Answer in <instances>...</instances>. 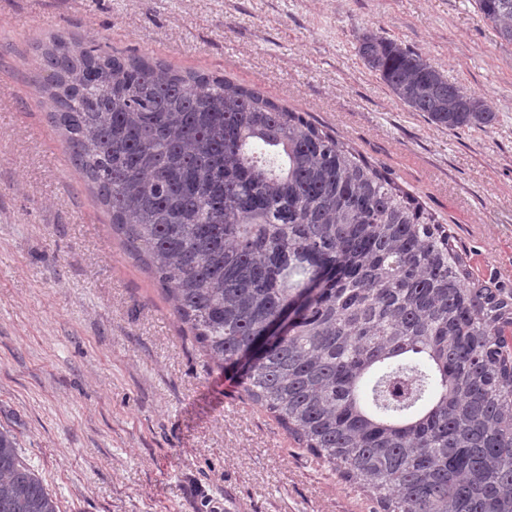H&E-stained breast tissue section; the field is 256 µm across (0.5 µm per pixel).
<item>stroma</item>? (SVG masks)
<instances>
[{"mask_svg":"<svg viewBox=\"0 0 512 512\" xmlns=\"http://www.w3.org/2000/svg\"><path fill=\"white\" fill-rule=\"evenodd\" d=\"M372 30L497 114L409 111L357 53ZM224 74L307 113L512 294V44L474 0H0V427L58 512H375L216 367L112 231L38 87L53 35Z\"/></svg>","mask_w":512,"mask_h":512,"instance_id":"35a3bbf8","label":"stroma"}]
</instances>
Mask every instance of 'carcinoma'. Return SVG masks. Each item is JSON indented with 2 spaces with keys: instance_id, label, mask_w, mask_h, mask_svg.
Masks as SVG:
<instances>
[{
  "instance_id": "cac0c4a2",
  "label": "carcinoma",
  "mask_w": 512,
  "mask_h": 512,
  "mask_svg": "<svg viewBox=\"0 0 512 512\" xmlns=\"http://www.w3.org/2000/svg\"><path fill=\"white\" fill-rule=\"evenodd\" d=\"M475 4L512 42V0ZM357 42L410 111L450 130L495 123L421 53ZM39 50L71 160L214 365L239 368L248 398L380 512H512V299L474 282L416 197L222 75L63 34ZM309 288L288 335L250 358ZM0 512H58L5 429Z\"/></svg>"
}]
</instances>
